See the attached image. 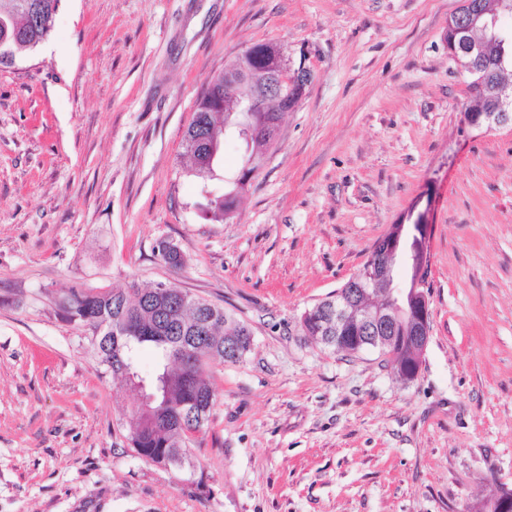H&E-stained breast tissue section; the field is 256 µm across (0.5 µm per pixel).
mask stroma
<instances>
[{"mask_svg":"<svg viewBox=\"0 0 512 512\" xmlns=\"http://www.w3.org/2000/svg\"><path fill=\"white\" fill-rule=\"evenodd\" d=\"M462 0H61L0 69V512H478L512 489V127L472 126L448 51ZM273 43L313 78L232 213L241 170L187 172L208 80ZM425 214L414 381L303 336L391 225ZM176 245L184 263L161 260ZM172 282L243 320L193 471L141 459L73 288Z\"/></svg>","mask_w":512,"mask_h":512,"instance_id":"obj_1","label":"stroma"}]
</instances>
